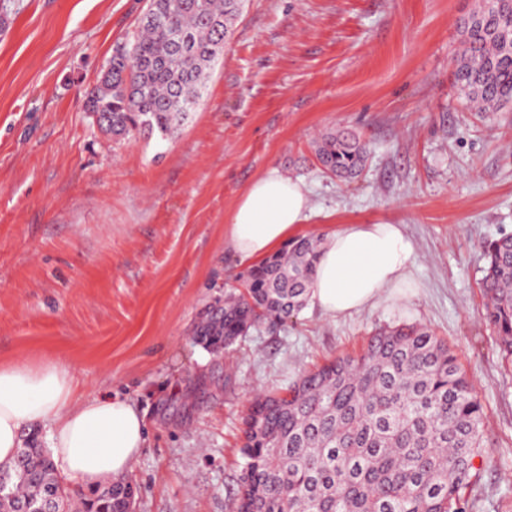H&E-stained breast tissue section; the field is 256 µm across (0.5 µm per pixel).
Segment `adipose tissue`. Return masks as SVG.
<instances>
[{"label":"adipose tissue","mask_w":512,"mask_h":512,"mask_svg":"<svg viewBox=\"0 0 512 512\" xmlns=\"http://www.w3.org/2000/svg\"><path fill=\"white\" fill-rule=\"evenodd\" d=\"M309 209L300 181L270 171L240 196L224 243L242 260L265 259L294 239ZM413 252L400 225H342L322 245L311 299L332 318L375 307L410 281ZM31 427L46 428L62 473L87 487L126 477L146 442L145 422L129 401L84 393L73 368L54 356L0 362L1 464Z\"/></svg>","instance_id":"1"}]
</instances>
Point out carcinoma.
I'll return each instance as SVG.
<instances>
[{
	"instance_id": "cac0c4a2",
	"label": "carcinoma",
	"mask_w": 512,
	"mask_h": 512,
	"mask_svg": "<svg viewBox=\"0 0 512 512\" xmlns=\"http://www.w3.org/2000/svg\"><path fill=\"white\" fill-rule=\"evenodd\" d=\"M242 0H150L108 61L86 107L115 140L168 141L204 97ZM455 86L479 112L512 104V0H480L461 27ZM322 170L350 181L368 144L338 130L314 143ZM322 238L303 236L226 284L194 330L218 353L306 306ZM485 322L512 365V234L485 244ZM485 411L448 344L415 323L380 330L362 351L304 374L284 392L257 397L244 418L233 512H470L465 490L483 456ZM37 430L0 464V512H125L127 481L90 498L64 483Z\"/></svg>"
}]
</instances>
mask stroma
<instances>
[{"mask_svg": "<svg viewBox=\"0 0 512 512\" xmlns=\"http://www.w3.org/2000/svg\"><path fill=\"white\" fill-rule=\"evenodd\" d=\"M146 4L16 0L0 28V361L54 355L129 399L148 428L137 512H232L253 398L419 323L485 408L472 512H512V368L481 288L486 241L512 234V106L471 111L453 85L477 0H245L175 137L119 142L85 100ZM337 129L370 149L350 183L312 149ZM273 169L310 192L302 234L401 225L413 285L336 319L307 305L215 354L194 328L247 267L224 225Z\"/></svg>", "mask_w": 512, "mask_h": 512, "instance_id": "1", "label": "stroma"}]
</instances>
